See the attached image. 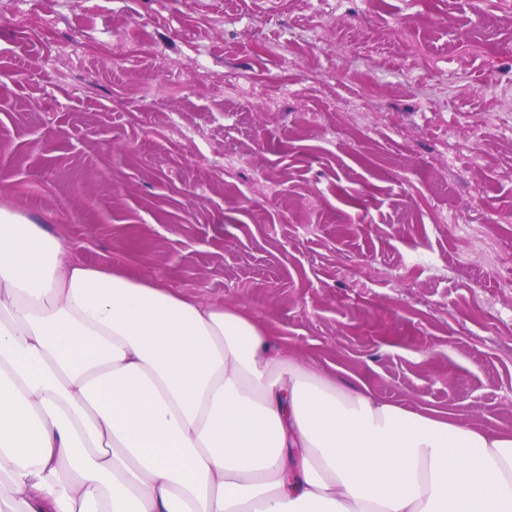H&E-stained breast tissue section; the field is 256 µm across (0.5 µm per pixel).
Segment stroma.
Returning <instances> with one entry per match:
<instances>
[{
	"label": "stroma",
	"instance_id": "stroma-1",
	"mask_svg": "<svg viewBox=\"0 0 512 512\" xmlns=\"http://www.w3.org/2000/svg\"><path fill=\"white\" fill-rule=\"evenodd\" d=\"M512 433V0H0V207Z\"/></svg>",
	"mask_w": 512,
	"mask_h": 512
}]
</instances>
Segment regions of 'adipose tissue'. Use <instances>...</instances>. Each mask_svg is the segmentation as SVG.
Returning a JSON list of instances; mask_svg holds the SVG:
<instances>
[{
	"mask_svg": "<svg viewBox=\"0 0 512 512\" xmlns=\"http://www.w3.org/2000/svg\"><path fill=\"white\" fill-rule=\"evenodd\" d=\"M0 512H512V434L339 385L0 207Z\"/></svg>",
	"mask_w": 512,
	"mask_h": 512,
	"instance_id": "1",
	"label": "adipose tissue"
}]
</instances>
